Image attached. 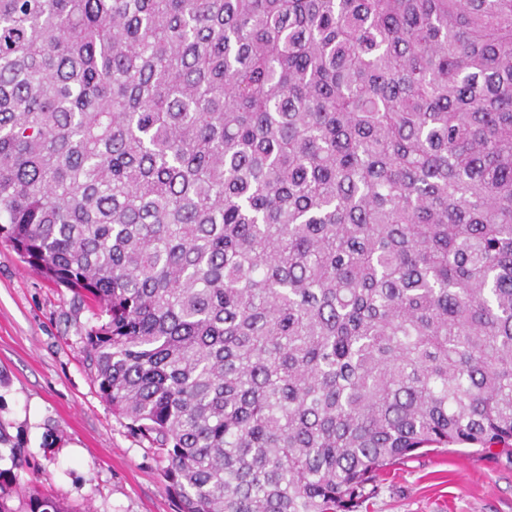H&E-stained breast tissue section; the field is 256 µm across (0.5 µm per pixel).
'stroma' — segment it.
Segmentation results:
<instances>
[{
    "label": "stroma",
    "instance_id": "1",
    "mask_svg": "<svg viewBox=\"0 0 512 512\" xmlns=\"http://www.w3.org/2000/svg\"><path fill=\"white\" fill-rule=\"evenodd\" d=\"M89 304L0 242V421L26 451L22 491L74 512H178L163 464L101 398ZM361 512H512V454L447 448L391 468Z\"/></svg>",
    "mask_w": 512,
    "mask_h": 512
}]
</instances>
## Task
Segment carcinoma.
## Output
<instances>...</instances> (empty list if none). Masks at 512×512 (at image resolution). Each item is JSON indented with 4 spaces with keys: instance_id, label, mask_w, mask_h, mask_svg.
<instances>
[{
    "instance_id": "cac0c4a2",
    "label": "carcinoma",
    "mask_w": 512,
    "mask_h": 512,
    "mask_svg": "<svg viewBox=\"0 0 512 512\" xmlns=\"http://www.w3.org/2000/svg\"><path fill=\"white\" fill-rule=\"evenodd\" d=\"M0 240L179 512L512 448V0H0Z\"/></svg>"
}]
</instances>
